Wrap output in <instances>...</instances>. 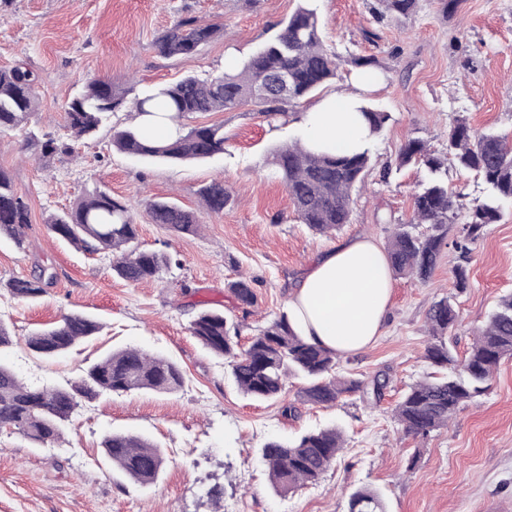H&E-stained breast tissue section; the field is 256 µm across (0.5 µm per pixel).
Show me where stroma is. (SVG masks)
I'll return each instance as SVG.
<instances>
[{
	"mask_svg": "<svg viewBox=\"0 0 512 512\" xmlns=\"http://www.w3.org/2000/svg\"><path fill=\"white\" fill-rule=\"evenodd\" d=\"M302 0H0V69L24 62L41 78L32 122L0 136V168L27 203L23 245L0 242V280L28 277L36 265L56 273L32 302L0 291V322L17 343L0 354L34 387L77 379L102 354L127 346L173 359L184 375L173 394L132 391L81 403L56 448H35L12 429H0V512H346L349 493L376 490L387 512H512V357L503 358L489 390L466 404L446 428L405 435L394 409L408 386L433 367L425 357L427 313L453 297L459 321L457 355L512 292V204L487 225L467 256L443 247L427 281L395 277L381 336L369 348L338 359L337 375L371 380L383 373L381 401L361 394L330 406L300 397L288 379L280 399L257 402L237 390L223 360L191 336L200 310L217 308L241 322L248 346L271 319L289 310L292 288L315 257L361 234L387 245L396 225L412 215L422 173L400 165L409 139L442 152L448 127L466 117L474 132L512 134V0H462L444 14L439 0H420L410 17L375 19V0H314L326 46L344 61L319 95L288 103L286 121L271 123L254 107L194 113L183 128L217 125L224 152L169 165L132 157L111 146L112 130L131 121L129 99L141 90L190 74L238 69L296 11ZM186 15L221 25L222 34L190 56L167 58L156 36ZM374 61L380 82L365 101L390 119L371 142L372 163L352 194L351 221L327 235L300 224L268 160L305 138L301 112L319 97L351 88L353 58ZM93 79L111 81L126 102L95 136L73 142L72 153L41 157L30 134L65 137V105ZM223 179L231 194L224 210H202L201 186ZM102 187L129 204L138 239L178 256L162 278L130 283L112 273V257L83 253L52 236L49 213L72 207ZM171 198L196 210L200 228L178 234L154 224L151 199ZM469 269L468 288L455 292L450 269ZM255 279L257 304L242 308L228 289L238 270ZM80 311L96 317L100 333L44 360L22 343L39 326ZM297 408L283 414V404ZM334 426L344 437L336 463L316 482L284 494L270 486L259 457L271 438H294ZM132 433L158 443L165 467L141 486L113 470L100 442L106 433Z\"/></svg>",
	"mask_w": 512,
	"mask_h": 512,
	"instance_id": "stroma-1",
	"label": "stroma"
}]
</instances>
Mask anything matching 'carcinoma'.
I'll list each match as a JSON object with an SVG mask.
<instances>
[{
    "instance_id": "obj_1",
    "label": "carcinoma",
    "mask_w": 512,
    "mask_h": 512,
    "mask_svg": "<svg viewBox=\"0 0 512 512\" xmlns=\"http://www.w3.org/2000/svg\"><path fill=\"white\" fill-rule=\"evenodd\" d=\"M312 2L304 0V5L244 63L239 73L187 75L174 84L147 88L134 97L132 109L139 116L172 112L181 118L250 104L270 122L286 119L284 104L314 94L336 77L340 66L338 56L324 44ZM378 2L380 14L409 16L416 13L419 0ZM219 32V26L187 16L161 32L154 46L165 57L187 56ZM282 74L288 75L287 91L274 95L260 92L270 79ZM39 81V75L23 62L0 69V134L31 122ZM122 102L112 82L94 79L64 108V128L76 139L89 138ZM359 112L372 138L390 118L366 103ZM112 146L130 156L173 163L207 160L224 152V130L220 126H200L153 140L133 124L113 128ZM27 147L40 149L43 156L71 151L68 144L60 145L51 136L41 141L34 134ZM445 150L459 169L474 174L486 189L485 196L468 210L467 221L452 242L464 256L483 228L497 223L504 205L512 203V143L491 129L474 134L466 118L459 116L450 123ZM370 159L368 147L355 153L329 155L315 154L294 142L278 148L271 165L288 191L299 222L315 233L327 234L350 223L351 195L364 181ZM400 163L420 166L425 178L413 196L412 218L396 225L387 256L396 275L424 281L438 264L448 225L456 223L459 205L444 178L445 160L431 152L424 141L409 140ZM199 197L206 210L220 212L229 202L230 193L224 180L214 179L199 190ZM147 208L153 223L172 232L198 231L195 212L173 200H152ZM27 224L28 206L16 193L9 174L0 169V240L21 244ZM46 224L55 237L78 250L110 253L113 274L127 282L159 278L178 264L168 253L141 248L128 206L100 188L87 193L72 208L50 215ZM451 275L456 291L468 288L467 266H454ZM53 278L50 268L43 267L32 277L8 279L3 288L19 301H33L45 293ZM254 284L255 280L240 275L228 288L240 305L253 307L257 303ZM427 322L430 340L425 358L446 369V373L411 384L394 409L405 432L422 436L448 427L461 407L489 389L501 359L512 357V293L499 299L461 361L446 342L457 322L453 297L434 302ZM99 329L91 317L69 312L56 324L31 332L24 341L32 352L51 358L70 351ZM188 330L212 354L224 359L238 390L254 400L278 399L290 377L303 381L302 401L312 404L330 405L344 394L364 390L363 381L336 376V351L307 342L286 314L274 318L245 349L239 348L238 342L241 324L221 310L197 312ZM183 383V372L176 362L136 347L112 351L77 380L51 388L29 386L0 364V428L14 429L35 447H48L62 441L81 400L90 403L105 394L130 391L170 394L180 390ZM101 448L113 468L141 486L154 483L166 462L161 447L140 435L112 432L103 436ZM343 448L342 432L331 426L292 440L271 438L261 446L259 455L273 488L288 493L318 480ZM347 508L348 512H386L379 493L367 487L349 495Z\"/></svg>"
}]
</instances>
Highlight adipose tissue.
Masks as SVG:
<instances>
[{
	"label": "adipose tissue",
	"mask_w": 512,
	"mask_h": 512,
	"mask_svg": "<svg viewBox=\"0 0 512 512\" xmlns=\"http://www.w3.org/2000/svg\"><path fill=\"white\" fill-rule=\"evenodd\" d=\"M377 81L373 70L360 69L353 94L329 95L304 112L301 124L307 145L331 154L361 150L369 131L359 93ZM392 288L386 254L375 241L355 238L315 259L292 293L290 320L310 343L340 355L357 353L380 336Z\"/></svg>",
	"instance_id": "1"
}]
</instances>
